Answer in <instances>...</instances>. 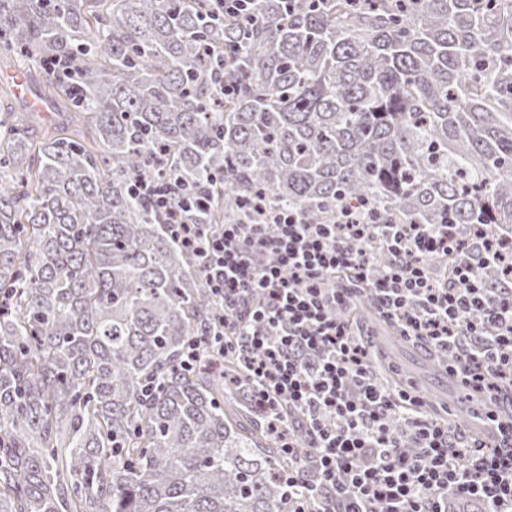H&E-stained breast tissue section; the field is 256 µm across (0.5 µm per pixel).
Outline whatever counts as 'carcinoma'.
I'll return each instance as SVG.
<instances>
[{"mask_svg":"<svg viewBox=\"0 0 512 512\" xmlns=\"http://www.w3.org/2000/svg\"><path fill=\"white\" fill-rule=\"evenodd\" d=\"M353 2L0 0V50L70 118L0 111V512L287 508L243 361L181 367L222 302L134 181L202 187L212 234L262 190L512 235V0Z\"/></svg>","mask_w":512,"mask_h":512,"instance_id":"cac0c4a2","label":"carcinoma"}]
</instances>
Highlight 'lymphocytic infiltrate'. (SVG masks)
Here are the masks:
<instances>
[{
  "instance_id": "lymphocytic-infiltrate-1",
  "label": "lymphocytic infiltrate",
  "mask_w": 512,
  "mask_h": 512,
  "mask_svg": "<svg viewBox=\"0 0 512 512\" xmlns=\"http://www.w3.org/2000/svg\"><path fill=\"white\" fill-rule=\"evenodd\" d=\"M135 191L165 214L172 240L203 257L228 330L211 342L244 356L254 402L302 416L309 454L290 432L277 434L300 462L284 479L288 512H448L452 497L512 512V420L492 443L418 418L396 435L394 411L423 406L424 395L375 384L368 346L336 314L368 290L402 335L445 352L450 373L496 402L512 386V288L488 291L481 270L512 268L511 246L483 224L465 239L449 224H393L364 201L340 204L331 223L306 224L260 197L248 202L254 222L213 235L186 220L206 208L203 194L176 202L145 181ZM339 273L347 286L326 289ZM406 438L415 454L401 453Z\"/></svg>"
}]
</instances>
